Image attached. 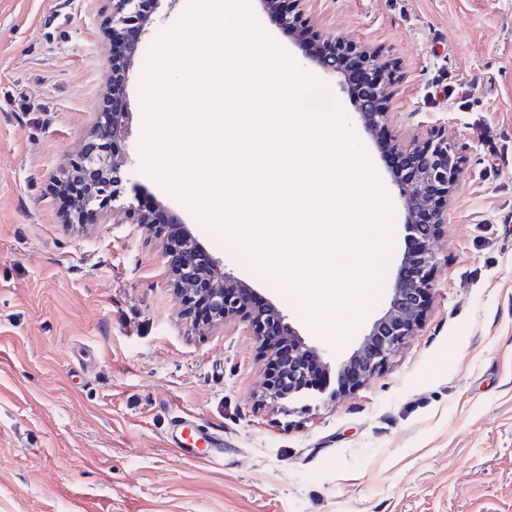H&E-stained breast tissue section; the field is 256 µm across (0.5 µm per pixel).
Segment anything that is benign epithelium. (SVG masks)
Listing matches in <instances>:
<instances>
[{
	"label": "benign epithelium",
	"mask_w": 512,
	"mask_h": 512,
	"mask_svg": "<svg viewBox=\"0 0 512 512\" xmlns=\"http://www.w3.org/2000/svg\"><path fill=\"white\" fill-rule=\"evenodd\" d=\"M156 2L110 0L105 33L112 41V82L95 112L92 135L55 178L58 187L76 177L84 187L67 223L81 224L90 214L110 210L114 224H140L158 235L166 230L165 251L184 313L194 314L199 293L207 304L208 317L194 319V329L204 334L227 323L248 327L271 349L262 397L285 405L316 390L309 382L306 362L310 357L320 359L318 352L297 337L280 309L272 303L257 304L254 289L207 256L177 214L161 205L143 209L136 203V195L131 202L121 201L126 193L129 163L128 153L120 146L126 134V113L118 111L114 103L125 92L130 67L139 53L141 36L152 23ZM261 3L270 18L296 32L307 57L321 69L345 76L351 64L361 60L382 75L380 82L363 93L350 88L347 92L355 102L364 131L372 138L387 137L399 158L401 170L393 172V182L404 211L405 229L419 237V249L405 253L400 261L381 314L338 367V380L344 391L347 370H355L361 383L368 380L389 363L404 340L425 321L434 288L436 259L432 244L448 223V205L458 183L462 156L441 132L432 131L422 140L409 141L393 134L397 113L386 106L393 95V81L379 51L343 43L303 26L300 6L305 0ZM421 210L430 213V223H416V214Z\"/></svg>",
	"instance_id": "benign-epithelium-1"
}]
</instances>
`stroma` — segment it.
<instances>
[{"label": "stroma", "instance_id": "obj_1", "mask_svg": "<svg viewBox=\"0 0 512 512\" xmlns=\"http://www.w3.org/2000/svg\"><path fill=\"white\" fill-rule=\"evenodd\" d=\"M260 29L344 113L391 205L390 282L403 210L340 76L249 0ZM107 0H0V512H512V0H308L307 25L394 65L403 137L447 134L463 157L435 241L423 325L360 386L336 366L384 306L370 293L347 339L240 244L144 172L147 62L123 105L141 201L178 213L212 257L282 310L326 363L323 392L277 410L242 325L198 335L160 238L110 213L63 221L54 180L89 136L109 83ZM224 433L223 464L182 455L176 418Z\"/></svg>", "mask_w": 512, "mask_h": 512}]
</instances>
